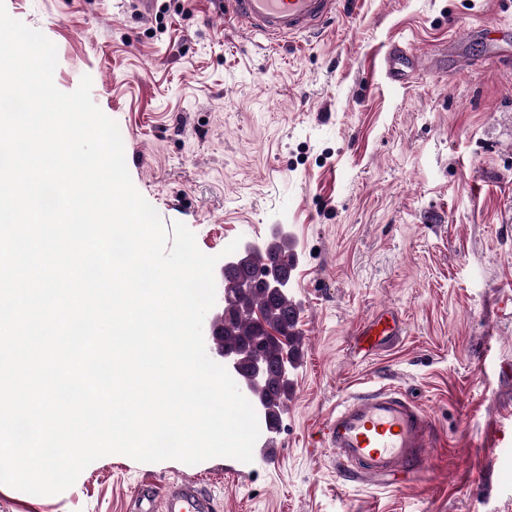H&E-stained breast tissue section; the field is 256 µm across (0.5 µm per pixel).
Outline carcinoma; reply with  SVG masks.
<instances>
[{
  "label": "carcinoma",
  "mask_w": 512,
  "mask_h": 512,
  "mask_svg": "<svg viewBox=\"0 0 512 512\" xmlns=\"http://www.w3.org/2000/svg\"><path fill=\"white\" fill-rule=\"evenodd\" d=\"M261 250L263 258L258 262L251 261L246 252L239 253L235 264L245 270L224 274V308L214 328L224 350L245 363L259 359L267 365V372L254 381L251 396L267 414L269 431L274 432L288 396V364L298 355L301 343L297 307L286 286L297 253L293 240L284 233L268 237ZM275 272L283 280L277 293L263 287L264 279Z\"/></svg>",
  "instance_id": "1"
}]
</instances>
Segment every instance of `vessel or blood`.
<instances>
[{
	"mask_svg": "<svg viewBox=\"0 0 512 512\" xmlns=\"http://www.w3.org/2000/svg\"><path fill=\"white\" fill-rule=\"evenodd\" d=\"M225 2L242 29L276 47L333 22L341 0ZM383 67L390 81L404 84L421 73L424 64L409 46L397 43L385 52ZM356 334L362 350L376 351L401 336L402 323L397 313L386 310L360 325ZM318 429L343 482L418 477L436 442L430 416L405 393L385 386L343 398ZM133 512H216V505L197 481H147L134 495Z\"/></svg>",
	"mask_w": 512,
	"mask_h": 512,
	"instance_id": "obj_1",
	"label": "vessel or blood"
}]
</instances>
